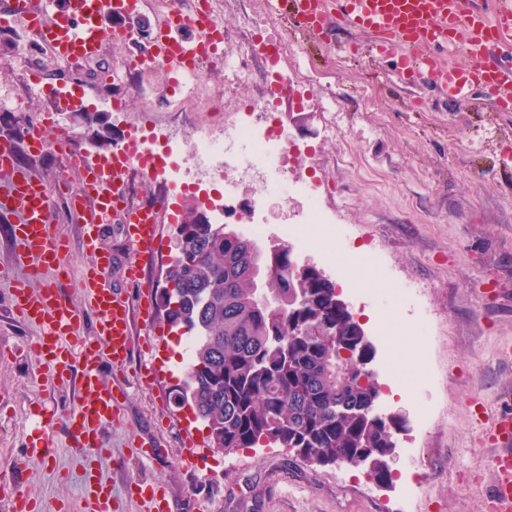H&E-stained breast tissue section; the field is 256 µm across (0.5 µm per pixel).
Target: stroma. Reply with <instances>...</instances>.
Listing matches in <instances>:
<instances>
[{"label": "stroma", "instance_id": "1", "mask_svg": "<svg viewBox=\"0 0 512 512\" xmlns=\"http://www.w3.org/2000/svg\"><path fill=\"white\" fill-rule=\"evenodd\" d=\"M216 10L230 49L255 34L289 42L284 120L293 138L318 152L313 160L294 158L291 174L320 182L325 209L347 232L335 260L365 257L362 285L376 300L352 301L348 308L374 347L370 367L386 413L403 416L393 480L376 483L360 468L309 466L285 448L213 450L208 429L191 420L190 408L173 402L172 389L183 377L182 347L157 318L148 327L135 320L138 348L123 367L101 365L106 381L125 397L118 420L104 429L107 451L95 463L99 475L123 512H141L131 486L142 479L162 483L177 512H484L495 448L481 439L476 411L493 414L512 394V364L498 358L500 342L512 338V166L502 163L512 155V112L494 111L481 89L451 101L424 77L401 79L395 56L372 55L370 37L348 24L334 27L331 40L308 35L297 41L287 39L276 0H218ZM349 42L360 47L359 56L341 51ZM138 49L135 43L106 44L98 63L78 70L39 54L37 71L60 91L126 102L124 111L102 108L90 118L57 114L53 100L36 98L30 108L46 137L66 130L94 164L133 126L176 118L184 136H192L199 113L172 114L165 101L150 97L139 74L118 85L100 80L102 68ZM261 64V56H254L242 80L224 66L207 70L205 82L222 94L225 112L261 95ZM1 141L14 143L19 162L43 182H79V172L65 167L56 151L30 152L17 119L6 112H0ZM53 214L55 232L71 245L70 275L79 279L81 226L63 199H55ZM11 225L9 216L0 215V483L16 485L41 504L78 512L84 469L62 421L74 408L78 379L60 380L46 371L28 348L39 329L11 311L13 280L42 284L14 266ZM101 243L115 257L111 287L136 300L137 288L126 282L130 247L120 224H104ZM423 312L429 318L421 330L417 318ZM382 326L390 336H376ZM157 358L165 372L142 384L144 364ZM40 415L57 418V449L48 459L27 455ZM190 439L198 452L192 468L181 460ZM135 440L159 441L163 457H136ZM414 448L419 456H411ZM417 472L424 481L415 490Z\"/></svg>", "mask_w": 512, "mask_h": 512}]
</instances>
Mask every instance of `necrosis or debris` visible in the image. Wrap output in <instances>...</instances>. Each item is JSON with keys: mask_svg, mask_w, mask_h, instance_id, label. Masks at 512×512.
Returning <instances> with one entry per match:
<instances>
[{"mask_svg": "<svg viewBox=\"0 0 512 512\" xmlns=\"http://www.w3.org/2000/svg\"><path fill=\"white\" fill-rule=\"evenodd\" d=\"M256 53L266 63L263 92L240 108L230 133L216 135L206 128L197 130L190 148L185 150L175 133L161 138L155 131L139 129L142 147L132 171L137 176L161 179L165 189L155 202L172 213L177 210L175 197L187 196L204 183H253L255 190L247 201L253 211L260 209L267 199L276 198L285 204L293 194H304L307 223L281 225L278 238L294 243L299 251L331 256L336 242L324 233L330 219L323 209L320 192L313 183L288 176L291 159L302 152L301 145L285 129L279 111L280 94L288 81V47L270 40L247 44L235 61L240 72H247ZM0 68L13 70L18 78L17 91L0 99V112L23 115L29 99L42 92L32 75L29 58L27 54L0 57Z\"/></svg>", "mask_w": 512, "mask_h": 512, "instance_id": "1", "label": "necrosis or debris"}]
</instances>
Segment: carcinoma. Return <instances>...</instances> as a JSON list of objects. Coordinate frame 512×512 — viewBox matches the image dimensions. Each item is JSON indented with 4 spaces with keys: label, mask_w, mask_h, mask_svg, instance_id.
Here are the masks:
<instances>
[{
    "label": "carcinoma",
    "mask_w": 512,
    "mask_h": 512,
    "mask_svg": "<svg viewBox=\"0 0 512 512\" xmlns=\"http://www.w3.org/2000/svg\"><path fill=\"white\" fill-rule=\"evenodd\" d=\"M183 217L195 222L177 225L160 309L191 340L175 404L191 408L217 451L273 445L348 467L364 454L366 474L388 483L399 420L377 412L380 388L361 367L370 344L336 285L284 246L254 253L197 205Z\"/></svg>",
    "instance_id": "cac0c4a2"
}]
</instances>
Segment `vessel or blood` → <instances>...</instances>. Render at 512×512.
I'll list each match as a JSON object with an SVG mask.
<instances>
[{"instance_id":"1","label":"vessel or blood","mask_w":512,"mask_h":512,"mask_svg":"<svg viewBox=\"0 0 512 512\" xmlns=\"http://www.w3.org/2000/svg\"><path fill=\"white\" fill-rule=\"evenodd\" d=\"M151 6L154 41L151 59L165 63L172 83H182L198 69L216 62L224 44V25L211 13L204 0L191 11H183L178 0L167 6L146 0H0V26L18 22L36 29L48 43L52 55L68 67L99 58L106 42L123 43L133 37L124 24L107 28L105 12L128 18ZM297 31L326 29L329 16L368 33L377 54H397V72L406 80L422 75L440 87L449 100L467 99L475 87L488 91L495 111L512 112V67L491 61L493 48L512 44V0H496L493 12H486L481 0H281ZM192 28L196 37L186 38L182 29ZM460 50L461 61L437 54V47ZM58 141L67 150L72 168L82 175L79 189L70 197V211L82 223L85 259L77 285H70L64 259L69 243L56 235L51 225L49 200L52 186L22 166L10 144L0 143V214L14 216L12 234L15 262L31 276L45 277L34 289L23 280L12 287L13 308L26 322L40 327L41 336L32 349L59 379L71 374L78 357L86 364L80 376V395L65 424L74 448L85 463H93L105 450L103 428L116 421L121 391L112 388L95 364L105 355L113 367H123L134 348L133 314L141 312L150 320L152 295L141 291L138 309H131L109 285L112 258L99 245L101 224L113 211H120L121 223L133 248L127 262V278L142 281L146 258L161 245L158 228L163 213L153 204L127 203L122 198L127 148L114 150L111 170L87 165L79 148L66 136ZM79 290L86 308L96 319V336L87 340L80 334L81 310L72 303V290ZM53 417L36 421L37 438L32 454L48 457L54 451L50 439ZM487 432L499 449L491 459L496 480L489 490L490 512H512V410L501 409L489 422ZM84 512H118L110 486L100 476L84 480ZM139 497L146 512H173L161 486L143 481ZM12 512H43L17 487H0Z\"/></svg>"}]
</instances>
